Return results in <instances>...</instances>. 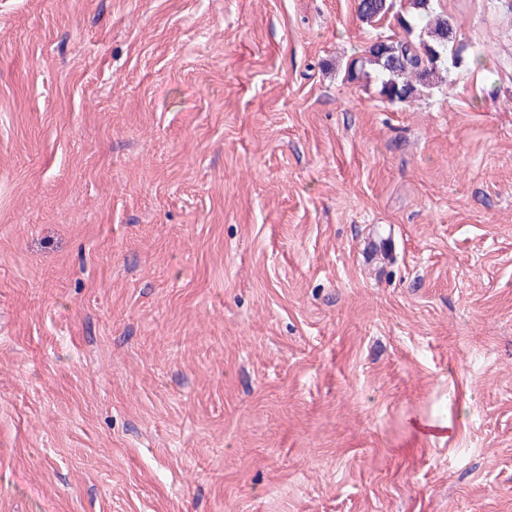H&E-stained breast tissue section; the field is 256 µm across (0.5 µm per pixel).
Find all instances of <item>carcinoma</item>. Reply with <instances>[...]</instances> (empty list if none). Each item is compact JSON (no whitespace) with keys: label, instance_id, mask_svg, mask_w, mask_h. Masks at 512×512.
<instances>
[{"label":"carcinoma","instance_id":"1","mask_svg":"<svg viewBox=\"0 0 512 512\" xmlns=\"http://www.w3.org/2000/svg\"><path fill=\"white\" fill-rule=\"evenodd\" d=\"M391 8L392 0H357L358 17L367 24L382 20ZM409 8L410 13L397 18L405 36L390 37L380 48L370 47L364 56L350 63L347 73L354 81L366 68L373 69L382 95L392 102L412 100L421 88L438 78L453 34L447 18L432 14L429 0H409ZM421 23L426 37L415 41L411 33Z\"/></svg>","mask_w":512,"mask_h":512}]
</instances>
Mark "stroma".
<instances>
[{
	"label": "stroma",
	"mask_w": 512,
	"mask_h": 512,
	"mask_svg": "<svg viewBox=\"0 0 512 512\" xmlns=\"http://www.w3.org/2000/svg\"><path fill=\"white\" fill-rule=\"evenodd\" d=\"M405 103L355 0H0V512H512V0Z\"/></svg>",
	"instance_id": "1"
}]
</instances>
